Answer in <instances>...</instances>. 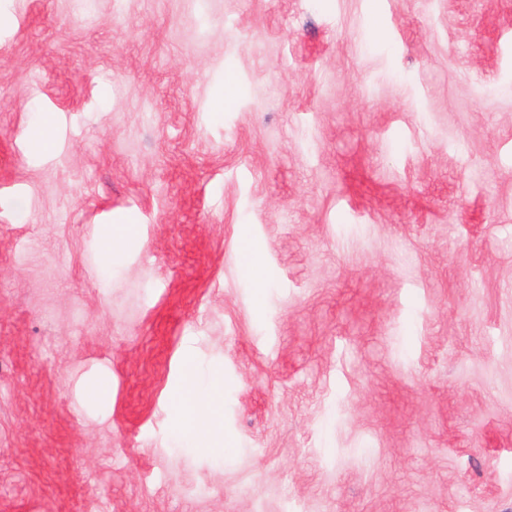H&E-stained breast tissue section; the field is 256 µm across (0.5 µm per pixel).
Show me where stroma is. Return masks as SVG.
<instances>
[{
	"label": "stroma",
	"instance_id": "1",
	"mask_svg": "<svg viewBox=\"0 0 512 512\" xmlns=\"http://www.w3.org/2000/svg\"><path fill=\"white\" fill-rule=\"evenodd\" d=\"M0 13V512H512V0ZM219 377L202 385L189 371L182 396L176 402L178 427L190 437H197L211 448L223 450L224 425L220 413L222 393Z\"/></svg>",
	"mask_w": 512,
	"mask_h": 512
}]
</instances>
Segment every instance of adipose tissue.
I'll return each instance as SVG.
<instances>
[{
	"instance_id": "1",
	"label": "adipose tissue",
	"mask_w": 512,
	"mask_h": 512,
	"mask_svg": "<svg viewBox=\"0 0 512 512\" xmlns=\"http://www.w3.org/2000/svg\"><path fill=\"white\" fill-rule=\"evenodd\" d=\"M221 404L219 380L204 385L195 376H187L184 392L176 402L179 429L187 436L207 442L212 448L223 449Z\"/></svg>"
}]
</instances>
